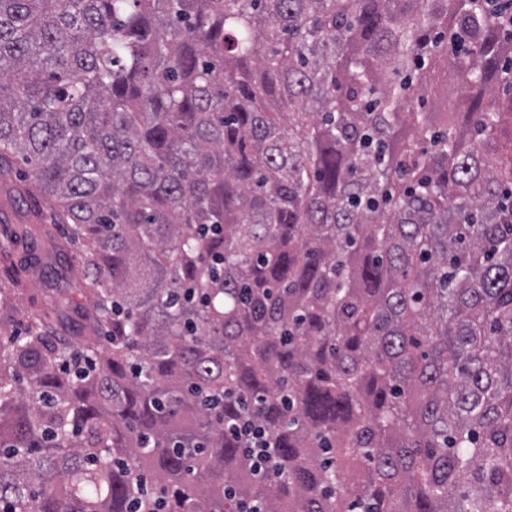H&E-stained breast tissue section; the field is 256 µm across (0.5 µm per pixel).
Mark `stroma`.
I'll return each instance as SVG.
<instances>
[{"label": "stroma", "instance_id": "35a3bbf8", "mask_svg": "<svg viewBox=\"0 0 512 512\" xmlns=\"http://www.w3.org/2000/svg\"><path fill=\"white\" fill-rule=\"evenodd\" d=\"M32 182V171L24 164L13 166L10 176H0V243L16 225L34 224L41 229L31 244L12 247L7 261H0V299L15 316L17 333L25 328L23 316L28 310L56 290L74 294L82 286L84 248L54 226L44 199L29 197Z\"/></svg>", "mask_w": 512, "mask_h": 512}]
</instances>
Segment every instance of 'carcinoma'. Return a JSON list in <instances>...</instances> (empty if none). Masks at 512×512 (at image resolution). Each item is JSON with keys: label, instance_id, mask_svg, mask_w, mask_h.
<instances>
[{"label": "carcinoma", "instance_id": "carcinoma-1", "mask_svg": "<svg viewBox=\"0 0 512 512\" xmlns=\"http://www.w3.org/2000/svg\"><path fill=\"white\" fill-rule=\"evenodd\" d=\"M16 158L0 512H512V0H0ZM32 182L31 167L24 164L13 165L10 177L0 176V243L10 238L17 224L42 228L32 244L11 245L7 262L0 255V289L17 288L4 290L2 302L15 315L12 329L22 334L23 315L28 310L41 305L58 289L68 290L77 299L78 288H82L84 247L66 239L53 225L44 199L29 197L27 191ZM237 435L239 438H244L247 448L252 450V452L258 458L261 457L259 473H262L271 478L278 477L277 470L274 468L271 458L269 457V452H267V450H265L266 448L264 447V444L266 443V437L261 438L249 429L245 430L243 428L237 430Z\"/></svg>", "mask_w": 512, "mask_h": 512}]
</instances>
